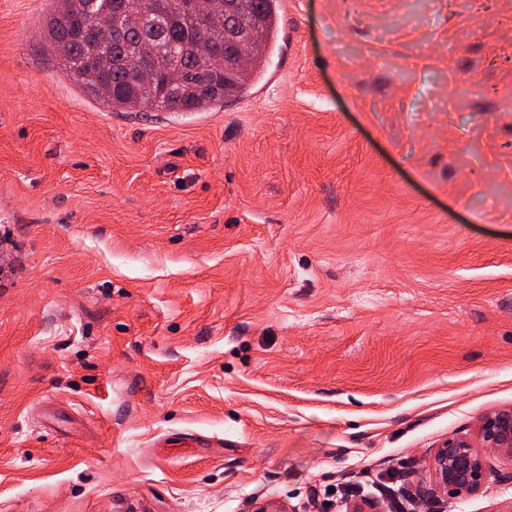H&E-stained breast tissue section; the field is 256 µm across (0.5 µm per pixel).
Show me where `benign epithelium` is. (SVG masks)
Here are the masks:
<instances>
[{
	"mask_svg": "<svg viewBox=\"0 0 512 512\" xmlns=\"http://www.w3.org/2000/svg\"><path fill=\"white\" fill-rule=\"evenodd\" d=\"M479 445L464 436L452 435L435 450L430 464L433 496L450 503L479 492L492 476L507 481L512 473L497 474L492 455L512 462V406L485 414L477 428Z\"/></svg>",
	"mask_w": 512,
	"mask_h": 512,
	"instance_id": "1",
	"label": "benign epithelium"
}]
</instances>
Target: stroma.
I'll return each instance as SVG.
<instances>
[{"instance_id":"1","label":"stroma","mask_w":512,"mask_h":512,"mask_svg":"<svg viewBox=\"0 0 512 512\" xmlns=\"http://www.w3.org/2000/svg\"><path fill=\"white\" fill-rule=\"evenodd\" d=\"M49 9L0 0V512H426L512 405V0H295L211 112L89 98Z\"/></svg>"}]
</instances>
